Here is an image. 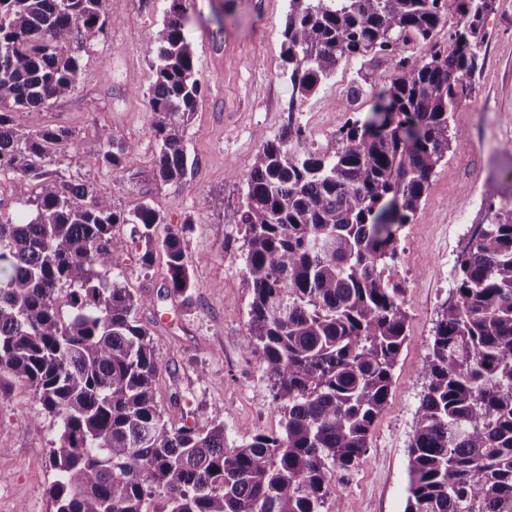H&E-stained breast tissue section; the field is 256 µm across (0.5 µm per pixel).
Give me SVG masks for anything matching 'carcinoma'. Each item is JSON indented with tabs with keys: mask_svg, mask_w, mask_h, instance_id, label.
I'll use <instances>...</instances> for the list:
<instances>
[{
	"mask_svg": "<svg viewBox=\"0 0 512 512\" xmlns=\"http://www.w3.org/2000/svg\"><path fill=\"white\" fill-rule=\"evenodd\" d=\"M494 2L289 0L283 58L299 99L352 57L384 54L395 74L378 90L353 82L341 107L368 98L370 112L321 143L291 102L284 131L256 155L239 217L253 290L243 345L272 381L284 432L230 448L224 425L201 431L157 410L154 348L114 273L125 242L112 226L132 224L189 300L179 232L157 241L163 217L151 206L116 211L86 184L59 181L46 160L70 132L15 121L74 89L108 0H0V173L36 188L33 217L0 213V391L29 384L58 421L54 512H322L330 472L359 462L388 402L407 339L393 227L416 216L448 155L449 118L472 94ZM189 6L171 0L147 41L157 46L148 105L159 183L185 173L186 123L203 94L184 35ZM451 19L448 50L409 53ZM133 149L112 142L71 160L117 171ZM457 268L423 363L404 512H512L511 208L477 230Z\"/></svg>",
	"mask_w": 512,
	"mask_h": 512,
	"instance_id": "obj_1",
	"label": "carcinoma"
}]
</instances>
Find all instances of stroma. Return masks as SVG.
I'll list each match as a JSON object with an SVG mask.
<instances>
[{"mask_svg": "<svg viewBox=\"0 0 512 512\" xmlns=\"http://www.w3.org/2000/svg\"><path fill=\"white\" fill-rule=\"evenodd\" d=\"M168 8L169 0H109L105 32L83 55L74 90L15 118L27 129H68L76 150L113 139L133 145L118 171L104 164L80 168L66 154L54 155L49 168L58 180L80 181L109 198L115 210L149 204L165 219L157 237L181 231L195 282L190 302L170 293L162 252L141 263L146 244L129 224L112 229L125 243L117 259L121 280L153 338L159 411L182 412L184 422L199 430L223 425L232 447L283 431L269 377L243 347L253 292L244 275L247 243L239 211L254 157L291 116L310 142L329 137L349 118L338 103L357 74L367 73L380 87L393 63L341 62L292 115L293 87L281 46L288 0H193L185 34L204 93L186 128L187 171L160 184L153 178L157 145L148 107L156 54L146 39L162 28ZM484 30L474 92L451 123L462 140L432 175L417 215L397 230L407 340L369 448L355 469L331 477L330 496L340 499L344 512H403L407 447L428 383L422 363L455 286L456 260L478 225L512 208V0H496ZM59 435L57 421L29 385L0 392V512H54L50 451Z\"/></svg>", "mask_w": 512, "mask_h": 512, "instance_id": "obj_1", "label": "stroma"}]
</instances>
